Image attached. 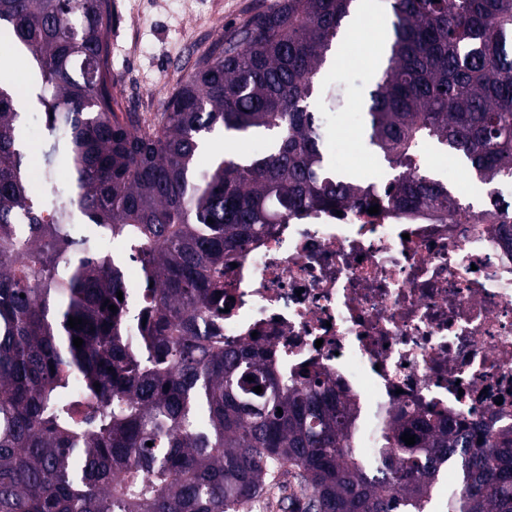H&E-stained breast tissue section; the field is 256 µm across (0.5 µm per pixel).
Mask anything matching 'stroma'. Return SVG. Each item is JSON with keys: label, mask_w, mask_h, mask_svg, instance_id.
Returning <instances> with one entry per match:
<instances>
[{"label": "stroma", "mask_w": 512, "mask_h": 512, "mask_svg": "<svg viewBox=\"0 0 512 512\" xmlns=\"http://www.w3.org/2000/svg\"><path fill=\"white\" fill-rule=\"evenodd\" d=\"M272 0H112V94L117 113L153 118L184 83L195 61L241 27ZM360 23L346 25L324 75L342 103L323 109L331 141H343L353 117L361 115L376 82V40H365L361 23L380 27L391 20L389 0H364Z\"/></svg>", "instance_id": "obj_1"}]
</instances>
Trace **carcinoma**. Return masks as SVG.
<instances>
[{
  "mask_svg": "<svg viewBox=\"0 0 512 512\" xmlns=\"http://www.w3.org/2000/svg\"><path fill=\"white\" fill-rule=\"evenodd\" d=\"M354 2L274 0L200 58L163 111L120 120L112 0H0V30L33 57L44 171L66 169L95 227L73 233L51 183L27 176L22 97L0 76V512H251L259 499L276 512H430L448 470L447 512H512V427L402 410L369 457L335 378L288 374L219 335L224 254L278 218L367 201L366 182L331 168L315 112ZM390 6L363 135L400 175L391 202L464 220L473 208L415 148L460 158L484 183L512 180V0ZM217 128L269 149L200 172ZM112 237L144 275L135 346L118 261L100 246Z\"/></svg>",
  "mask_w": 512,
  "mask_h": 512,
  "instance_id": "1",
  "label": "carcinoma"
}]
</instances>
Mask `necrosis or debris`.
<instances>
[{"mask_svg": "<svg viewBox=\"0 0 512 512\" xmlns=\"http://www.w3.org/2000/svg\"><path fill=\"white\" fill-rule=\"evenodd\" d=\"M379 206L292 217L225 255V340L336 377L373 412L369 455L403 405L512 419V242L485 211Z\"/></svg>", "mask_w": 512, "mask_h": 512, "instance_id": "necrosis-or-debris-1", "label": "necrosis or debris"}]
</instances>
